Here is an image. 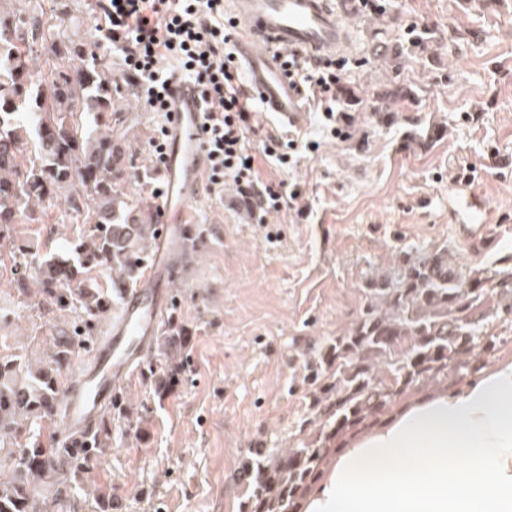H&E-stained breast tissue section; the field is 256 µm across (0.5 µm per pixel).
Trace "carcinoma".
I'll use <instances>...</instances> for the list:
<instances>
[{"label":"carcinoma","instance_id":"obj_1","mask_svg":"<svg viewBox=\"0 0 512 512\" xmlns=\"http://www.w3.org/2000/svg\"><path fill=\"white\" fill-rule=\"evenodd\" d=\"M0 9V239L12 225L40 220L47 195L66 196L87 225L79 235L45 254L35 274L14 268L26 296L35 286L66 321L37 357L0 353V512H48L79 488L82 475L112 444V427L130 421L125 397L112 400L92 431L56 438L50 424L64 419L69 376L84 338L98 340V328L114 299L142 280L159 232L140 197L128 199L123 174L134 167L124 134L112 131V116L127 92L85 36L53 43L50 79H34V45L54 36L69 16L67 4L42 21L9 0ZM495 268L463 269L448 249L425 256L402 251L392 277L367 284V305L348 331L328 342L310 363V410L317 434L286 451L249 448L242 469V512H293L318 479L330 443L387 409L410 384L448 376L465 368L475 350L495 343L484 334L489 319L512 315V255ZM107 273L112 287L96 283ZM164 366L151 359L143 373L164 399L181 383L189 330L177 312L158 336Z\"/></svg>","mask_w":512,"mask_h":512}]
</instances>
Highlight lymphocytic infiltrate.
<instances>
[{
    "label": "lymphocytic infiltrate",
    "instance_id": "f902f5d3",
    "mask_svg": "<svg viewBox=\"0 0 512 512\" xmlns=\"http://www.w3.org/2000/svg\"><path fill=\"white\" fill-rule=\"evenodd\" d=\"M95 21L96 35L121 52L149 111H166L176 73L196 87L204 106L207 194H219L232 182L260 213L297 199V192L258 179L248 139L256 123L254 98L230 48L224 0H104ZM167 60L176 63V71L164 68ZM281 65L299 91L311 92L323 112H330L339 82L335 62L315 63L292 52Z\"/></svg>",
    "mask_w": 512,
    "mask_h": 512
}]
</instances>
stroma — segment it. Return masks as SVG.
<instances>
[{"label": "stroma", "instance_id": "1", "mask_svg": "<svg viewBox=\"0 0 512 512\" xmlns=\"http://www.w3.org/2000/svg\"><path fill=\"white\" fill-rule=\"evenodd\" d=\"M355 51L339 75L357 105H333L337 121L305 105L298 163L278 169L263 152L281 130L258 115L251 145L260 181L299 189V205L257 222L233 183L200 194L189 222L200 239L180 257V319L192 332L179 389L157 399L141 372L124 387L142 421L112 430V445L81 479L103 487L123 512H240L238 475L250 448H288L313 434L305 363L344 334L366 304L367 283L393 271L400 250L448 245L461 267L494 265L512 253V0H378L343 15ZM412 98L374 111L394 85ZM131 148L163 186L153 140L162 118L130 92L122 114ZM442 127L425 141L429 126ZM471 173L488 200L498 243L479 251L458 233L448 187ZM65 196L50 195L41 221L18 224L16 239L57 249L79 234ZM20 253L0 247V298L13 313L0 339L13 348L46 339L55 321L41 297H14Z\"/></svg>", "mask_w": 512, "mask_h": 512}]
</instances>
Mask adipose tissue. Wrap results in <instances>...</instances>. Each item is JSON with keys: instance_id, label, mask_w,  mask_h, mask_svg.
<instances>
[{"instance_id": "1", "label": "adipose tissue", "mask_w": 512, "mask_h": 512, "mask_svg": "<svg viewBox=\"0 0 512 512\" xmlns=\"http://www.w3.org/2000/svg\"><path fill=\"white\" fill-rule=\"evenodd\" d=\"M300 512H512V358L337 449Z\"/></svg>"}]
</instances>
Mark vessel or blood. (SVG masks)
Instances as JSON below:
<instances>
[{"label":"vessel or blood","mask_w":512,"mask_h":512,"mask_svg":"<svg viewBox=\"0 0 512 512\" xmlns=\"http://www.w3.org/2000/svg\"><path fill=\"white\" fill-rule=\"evenodd\" d=\"M237 26L236 49L244 63L249 89L281 130L299 129L301 98L281 68L277 53L294 50L315 60L344 56L352 38L331 0H229ZM166 197L161 203L167 223L187 224L199 196V174L205 165L203 103L195 88L174 83L168 98ZM452 194L462 206L466 237L479 235L490 214L482 196L463 185ZM167 235L157 241V259L141 288L127 295L118 318L106 329L66 398L65 422L74 431L97 422L146 350L168 304V269L163 258Z\"/></svg>","instance_id":"obj_1"}]
</instances>
